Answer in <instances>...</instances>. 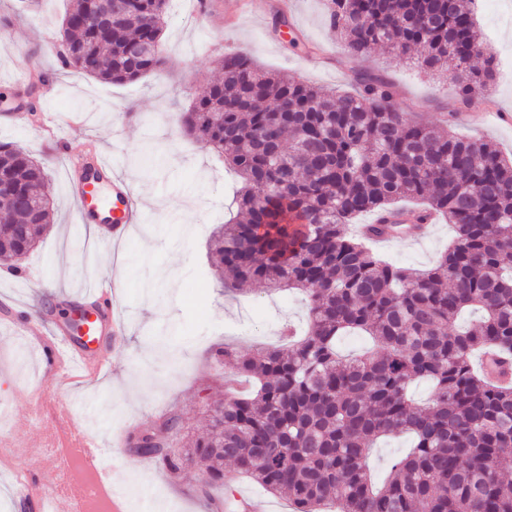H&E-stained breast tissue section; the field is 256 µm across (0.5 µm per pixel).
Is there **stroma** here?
Segmentation results:
<instances>
[{
  "label": "stroma",
  "instance_id": "1",
  "mask_svg": "<svg viewBox=\"0 0 512 512\" xmlns=\"http://www.w3.org/2000/svg\"><path fill=\"white\" fill-rule=\"evenodd\" d=\"M202 15L171 0L163 42L166 65L137 82L112 85L59 70L60 20L67 0H42L39 12H21L16 0H0V143L21 146L47 164L45 192L54 224L22 262L23 276L0 267V306L61 322V309L81 307L93 282L113 283L116 309L127 329L108 339L110 372L70 388L51 386L39 353L16 337L0 318V437L21 443L60 436L52 416L29 418L28 398L43 394L69 399L83 429L105 440L177 418L171 447L205 429L213 402L224 396L229 368L217 365L211 350L228 344L245 354L278 342L288 319L303 322L301 295L269 294L255 285L241 294L218 288L207 257L209 227L229 217L236 183L224 163L203 143L185 137L178 117L219 73L226 53L248 55L265 70L284 72L308 84L354 92L357 71L382 74L391 83L399 111L427 126L453 130L493 144L512 157V126L499 113H512V0L475 5L474 21L485 55L495 58L489 97L458 110V88L445 75L421 69L385 47L350 57L329 25L328 0H289L287 26L274 29L279 0H215ZM159 148L163 164L145 171L138 162L144 144ZM102 151L116 173L144 203L140 222L124 240L109 245L93 225L79 219L66 170L92 150ZM455 236L446 221L431 225L419 240L398 237L375 246L392 264L413 270L433 266ZM114 476L132 486L131 512H202L190 491L193 476H174L154 463L115 450ZM40 480L49 475L39 455L0 465V512H19L16 475Z\"/></svg>",
  "mask_w": 512,
  "mask_h": 512
}]
</instances>
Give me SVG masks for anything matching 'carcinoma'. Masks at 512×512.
Returning a JSON list of instances; mask_svg holds the SVG:
<instances>
[{
  "label": "carcinoma",
  "mask_w": 512,
  "mask_h": 512,
  "mask_svg": "<svg viewBox=\"0 0 512 512\" xmlns=\"http://www.w3.org/2000/svg\"><path fill=\"white\" fill-rule=\"evenodd\" d=\"M170 0H126L125 16L100 32L91 0H71L57 60L111 84L161 70ZM330 26L350 56L377 45L420 58L456 84L467 107L488 94L492 58L471 66L478 45L468 0H331ZM155 43L133 62L123 47ZM220 78L183 118L186 135L212 148L242 179L240 218L218 225L208 249L219 285L236 291L261 280L272 292L306 296L307 330L288 327L286 342L240 354L212 350L232 368L224 402L209 431L167 449L152 427L130 434L135 456L173 475L195 464V488L212 506L224 463L294 512H512V158L448 126L409 122L396 111L381 75L353 73L354 95H338L261 70L242 53L218 60ZM43 162L0 144V185L23 195L0 198V255L21 261L53 223L42 193ZM415 199L426 224L443 216L453 243L432 267L411 272L373 253L366 238L384 237L395 204ZM370 213L365 236L347 226ZM477 316L463 329L460 316ZM369 337L373 346L341 355L339 339ZM493 355L489 373L473 365ZM431 385L427 401L409 394ZM406 435L411 451L374 485L365 458L385 437Z\"/></svg>",
  "instance_id": "obj_1"
}]
</instances>
